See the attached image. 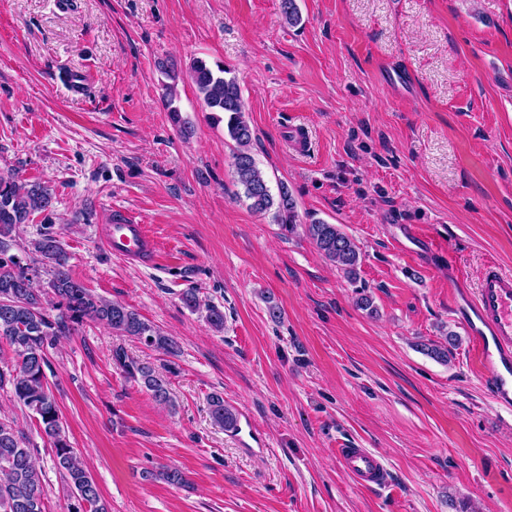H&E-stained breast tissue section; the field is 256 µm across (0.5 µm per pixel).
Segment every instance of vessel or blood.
Here are the masks:
<instances>
[{
    "mask_svg": "<svg viewBox=\"0 0 512 512\" xmlns=\"http://www.w3.org/2000/svg\"><path fill=\"white\" fill-rule=\"evenodd\" d=\"M105 249L114 256L144 264L161 258L158 243L144 225H110L102 236ZM477 352V360L490 385L492 400L512 409V274L490 266L460 313ZM336 457L360 486H380L387 480L381 458L365 448H340Z\"/></svg>",
    "mask_w": 512,
    "mask_h": 512,
    "instance_id": "vessel-or-blood-1",
    "label": "vessel or blood"
}]
</instances>
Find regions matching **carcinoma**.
<instances>
[{
  "label": "carcinoma",
  "mask_w": 512,
  "mask_h": 512,
  "mask_svg": "<svg viewBox=\"0 0 512 512\" xmlns=\"http://www.w3.org/2000/svg\"><path fill=\"white\" fill-rule=\"evenodd\" d=\"M190 74L205 106L213 112V120L224 123L237 144L233 167L251 208L260 213L274 211V221L293 232L300 225L296 202L285 185L280 187L278 198H273L256 165L251 153L253 132L245 119V104L231 70L220 62L211 64L196 58ZM52 202L50 186L23 182L14 175H0V340L16 356L14 364L0 366V388L11 387L14 401L32 413L49 439L55 465L69 489L66 512H108L91 473L66 435L59 406L47 382L48 352L87 319L101 321L119 335L134 337L167 354H175L178 345L143 320L137 311L104 299L75 281L66 270V253L49 233L33 241L32 250L51 269L53 278L49 288H34L33 278L9 254L11 233L32 215L48 211ZM303 228L322 256L348 278H356L360 248L340 225L312 219ZM46 298L57 310L56 315L44 306ZM112 360L123 372L141 380L155 399L169 401L167 381L150 364L130 358L122 348L112 351ZM210 412L224 430L234 428L237 414L224 404L223 397L210 398ZM44 496L41 469L34 462L33 449L13 422L0 418V512H45Z\"/></svg>",
  "instance_id": "1"
}]
</instances>
